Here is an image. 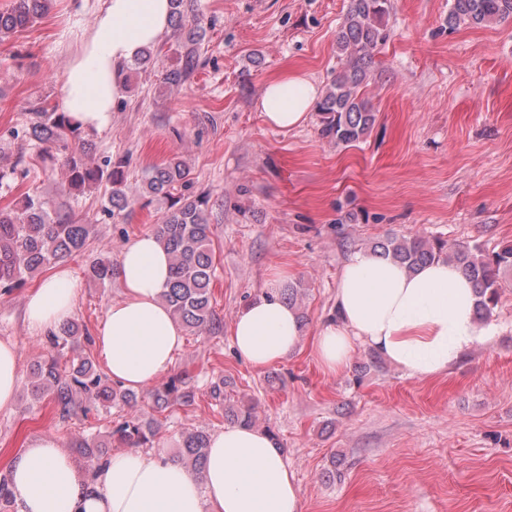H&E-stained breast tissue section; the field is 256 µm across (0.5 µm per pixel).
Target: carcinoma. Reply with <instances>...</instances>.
<instances>
[{
	"label": "carcinoma",
	"instance_id": "obj_1",
	"mask_svg": "<svg viewBox=\"0 0 512 512\" xmlns=\"http://www.w3.org/2000/svg\"><path fill=\"white\" fill-rule=\"evenodd\" d=\"M52 0H15L12 8L0 11V41L42 18ZM186 0H172L177 33L168 50L176 62L163 73L171 86L187 81L197 65L198 46L205 36L200 13L185 8ZM390 0H350L336 35L340 67L322 97L321 134L337 145L358 143L376 122V112L365 96L372 79L374 58L388 37ZM512 19V0H451L448 28L462 25L487 26ZM41 119L26 131V137L43 146L45 156L51 150L62 154L64 191L80 195L104 188V209L116 218H124L140 198L169 201L168 214L157 225L155 234L171 255L170 278L161 299L173 318L194 335L214 334L220 329L212 307L213 262L212 230L207 218L208 195L189 193L191 171L181 157L173 155L144 171L138 189L126 186L122 162L93 161L90 136L80 123L64 112H48L41 103L33 105ZM60 205L40 196L25 195L10 210H0V292L10 293L23 287L50 266L63 263L83 251L90 240L92 225L58 218ZM373 252L389 258L409 270L435 260L455 264L477 289L478 314L483 320L497 305L501 274L512 270V243L486 254L478 247L448 244L440 238L391 236L374 246ZM112 261L101 258L89 268V278L106 285L112 281ZM49 354L30 368L27 393L34 399L49 397L59 421L66 423L85 417L88 403L104 408L134 407L137 394L123 389L102 373L90 355L79 351L82 343L92 344L88 331L78 320L64 323L48 334ZM196 393L179 374L153 389L152 407L162 413L174 405L190 406ZM224 418L247 426L256 422L253 404L228 405ZM159 433L153 418L130 415L117 422L109 432L76 442L86 458L102 461L108 448L118 444L127 448H151ZM210 433L204 428L179 434L178 451L173 459L192 471H201L207 460ZM15 501L9 472H0V509Z\"/></svg>",
	"mask_w": 512,
	"mask_h": 512
}]
</instances>
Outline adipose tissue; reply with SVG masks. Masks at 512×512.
Wrapping results in <instances>:
<instances>
[{"mask_svg": "<svg viewBox=\"0 0 512 512\" xmlns=\"http://www.w3.org/2000/svg\"><path fill=\"white\" fill-rule=\"evenodd\" d=\"M171 0H102L78 52L71 58L58 111L88 133L112 126L124 97V71L145 47L171 29ZM321 89L308 74L284 72L267 80L255 102L271 128L301 127ZM169 257L155 235L136 236L122 251V299L109 305L95 346L113 382L136 391L172 365L183 330L161 300ZM288 274L274 270L263 292L235 317L231 335L239 356L262 370L302 344V324L281 298ZM473 284L456 265L438 261L408 271L371 254H355L336 288V317L317 334L313 349L325 372L340 374L356 347L421 378L448 372L489 336L476 319ZM74 280L67 267L49 273L27 294L30 330L46 333L70 321ZM17 512H301L294 471L268 432L228 425L210 438L202 474L156 452L112 456L97 468L94 491L56 435L30 438L11 465Z\"/></svg>", "mask_w": 512, "mask_h": 512, "instance_id": "adipose-tissue-1", "label": "adipose tissue"}]
</instances>
